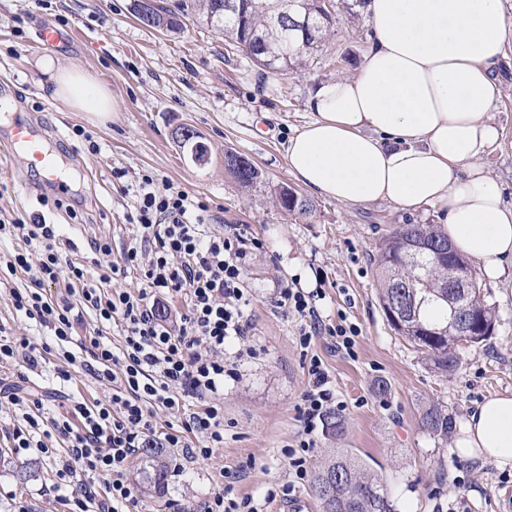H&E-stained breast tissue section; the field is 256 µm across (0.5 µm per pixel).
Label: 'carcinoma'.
<instances>
[{"label":"carcinoma","mask_w":512,"mask_h":512,"mask_svg":"<svg viewBox=\"0 0 512 512\" xmlns=\"http://www.w3.org/2000/svg\"><path fill=\"white\" fill-rule=\"evenodd\" d=\"M225 0H177L174 8L160 7V13L142 23L169 29L178 34L183 29L181 17L192 10L217 31L245 48L249 58L263 70L291 69L316 51L336 23L326 7V0H305L304 11L310 16L311 27L295 36L283 38L282 0H233L232 10L224 11ZM263 38L280 44V57L265 61L257 51L256 40ZM230 172L243 187L252 186L259 177L257 169L244 157L237 156ZM280 207L290 213L307 214L312 204L298 196L293 200L278 199ZM448 242L445 229L439 224H401L386 236L374 257L381 274L379 301L387 309L401 301L399 286L416 284L418 322L444 331L440 336H419L414 326L403 330L402 339L416 351L426 355L435 369L442 373L453 370L458 351L464 345L486 341L493 333L495 317L485 303L477 276H472L468 303L477 309L484 321L485 331L479 336H460L448 326V305L438 297L448 280V259L438 256ZM423 426L432 434L446 437L451 428L448 413L437 407L427 410ZM169 465L159 448L144 450L140 484L155 494L164 492ZM311 492L321 512H392L382 479L369 473L363 462L343 451L331 449L314 473Z\"/></svg>","instance_id":"obj_1"}]
</instances>
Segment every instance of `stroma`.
Wrapping results in <instances>:
<instances>
[{
	"mask_svg": "<svg viewBox=\"0 0 512 512\" xmlns=\"http://www.w3.org/2000/svg\"><path fill=\"white\" fill-rule=\"evenodd\" d=\"M130 0H0V91L32 108L34 119L59 133L54 147L68 188L66 205H42L52 197L40 171L22 154L0 153V214L45 216L70 233L84 227L79 249L70 260L92 265L90 243L104 239L119 260L134 232L127 221L136 198L120 187L144 171L159 184H173L205 202L216 222L248 225L264 242L252 261L246 286L253 294L249 311L260 358H242L239 381L224 389V444L207 459L190 460L181 449H169V476L158 498L140 497V512H201L205 500L222 490L226 474L237 475L238 495L264 501L265 512H281L280 500L266 501L272 485L286 481L281 448L297 436L298 407L308 383L307 370L294 336L295 326L272 306L275 288L299 279L306 288L321 285L323 316L346 313L361 330L357 358L351 359L317 340L338 398L347 404L344 432L333 439L319 435L311 467H318L333 448L361 457L383 480L394 512H438L441 503L464 502L467 512H512V469L471 461L457 453L456 439L467 416L487 397L512 394V278L482 280L484 298L495 311L494 333L487 341L459 351V363L448 374L389 327L378 298L374 257L383 238L401 224H436L435 210L406 213L386 202L340 204L307 193L313 206L306 215H289L276 198L284 187H296L286 161L289 138L309 118L307 100L320 81L353 74L369 47L371 25L364 6L334 0L336 29L312 56L285 75L261 71L228 37L205 22L187 18L181 34L148 27L127 9ZM74 31L65 44L39 40L43 27ZM60 58L93 75L111 92L117 110L97 123L50 96L51 82L37 66L43 56ZM500 72L502 96L495 114L504 130L501 146L484 158L486 169L503 184L512 203V42L505 47ZM179 124L193 126L208 149L207 164H195L171 138ZM90 131L100 153L88 152L76 140L74 126ZM244 156L260 176L242 187L224 167L225 151ZM123 179H115L113 169ZM24 276L0 281V329L6 335H30L33 323L12 305V289L25 288ZM40 364L27 371L23 361L0 374L29 378L43 387L46 418L68 415L72 401H103L111 385L73 374L59 383L58 349L50 336ZM386 383L385 396L374 388ZM448 412L447 437L433 435L421 420L429 407ZM24 409L0 397V512L25 499L37 512H69L53 493V459L34 451L15 453L8 438L23 421Z\"/></svg>",
	"mask_w": 512,
	"mask_h": 512,
	"instance_id": "stroma-1",
	"label": "stroma"
}]
</instances>
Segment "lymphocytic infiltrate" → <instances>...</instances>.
Masks as SVG:
<instances>
[{
    "instance_id": "obj_1",
    "label": "lymphocytic infiltrate",
    "mask_w": 512,
    "mask_h": 512,
    "mask_svg": "<svg viewBox=\"0 0 512 512\" xmlns=\"http://www.w3.org/2000/svg\"><path fill=\"white\" fill-rule=\"evenodd\" d=\"M134 193V245L114 262L111 245L93 241L91 248L101 257L93 274L68 261V240L44 217L0 219V241L19 237L29 247L14 254L6 266L8 275L22 271L29 278L27 288L14 292L13 306L52 331L65 361L57 371L59 380L70 381L74 367L100 380L112 379L113 367L122 371L108 400L75 403L68 417L50 421L44 418L42 398H23L16 382L0 386V395L26 407L23 424L11 433L13 448L57 458L53 490L69 492L72 512H125L134 504L126 465L142 449L181 448L194 459L210 457L224 442V386L241 377L239 358L229 355L227 347L236 342L249 357L258 355L249 343L246 309L252 296L245 275L263 241L244 224L211 231L207 204L173 186H159L153 173L139 177ZM133 276L141 283L137 292L116 290V283ZM62 279L79 286L76 299L48 293V286ZM173 293L184 296L187 310L171 320L161 312V298ZM323 298L322 287L304 288L296 279L277 288L273 298L274 308L297 323L308 386L298 408L302 430L281 450L288 479L267 491L269 501H288L305 484L320 424L327 412L347 408L313 341L324 337L333 350L353 359L361 330L346 314L333 320L323 317ZM85 309L94 314L97 325L78 339L75 326ZM113 323L124 332L118 346L103 334ZM199 343L204 351H196ZM188 396L198 401V408L186 406ZM156 406L169 410L176 426L157 430L152 420ZM54 436L62 449L48 446ZM88 474L104 477L101 498L85 491L83 478Z\"/></svg>"
}]
</instances>
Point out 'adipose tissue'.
Here are the masks:
<instances>
[{
	"label": "adipose tissue",
	"mask_w": 512,
	"mask_h": 512,
	"mask_svg": "<svg viewBox=\"0 0 512 512\" xmlns=\"http://www.w3.org/2000/svg\"><path fill=\"white\" fill-rule=\"evenodd\" d=\"M373 36L349 76L322 81L290 139L288 169L340 203L388 202L446 217L454 247L498 282L512 272V204L482 163L503 130L494 118L512 40L502 0H367ZM51 95L107 121L116 104L94 77L45 57ZM461 457L512 468V395L487 398L456 441Z\"/></svg>",
	"instance_id": "1"
}]
</instances>
